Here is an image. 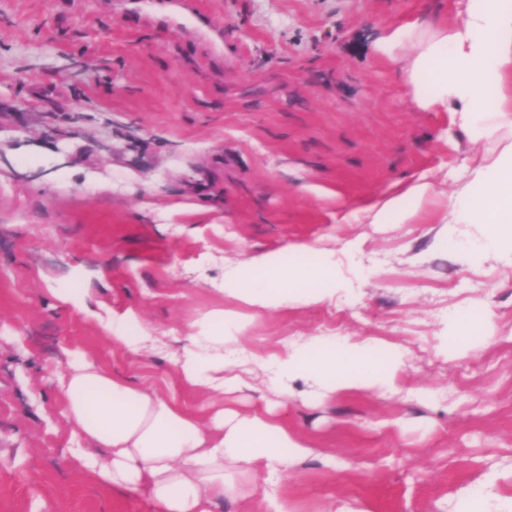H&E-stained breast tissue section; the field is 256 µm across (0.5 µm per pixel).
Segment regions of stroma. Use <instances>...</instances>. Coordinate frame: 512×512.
Here are the masks:
<instances>
[{
  "mask_svg": "<svg viewBox=\"0 0 512 512\" xmlns=\"http://www.w3.org/2000/svg\"><path fill=\"white\" fill-rule=\"evenodd\" d=\"M456 0H0V512H154L102 487L69 449L67 353L191 408L247 411L251 392L177 382L181 341L213 309L243 324L231 359L327 336L405 353L400 389L277 413L316 450L244 475L217 512H457L495 477L512 495V260L468 262L474 227L440 243L454 171L492 148L418 107L395 27L453 25ZM427 177L414 224L354 221ZM335 251L333 301L268 311L227 299L244 257ZM57 288H79L84 307ZM486 305L494 337L449 361L451 313ZM137 312L159 341L115 345L98 315Z\"/></svg>",
  "mask_w": 512,
  "mask_h": 512,
  "instance_id": "35a3bbf8",
  "label": "stroma"
}]
</instances>
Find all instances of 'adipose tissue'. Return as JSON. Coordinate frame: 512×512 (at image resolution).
I'll use <instances>...</instances> for the list:
<instances>
[{
	"label": "adipose tissue",
	"mask_w": 512,
	"mask_h": 512,
	"mask_svg": "<svg viewBox=\"0 0 512 512\" xmlns=\"http://www.w3.org/2000/svg\"><path fill=\"white\" fill-rule=\"evenodd\" d=\"M460 2L455 27L420 34L398 27L387 45L413 39L403 79L421 109L450 113L452 123L473 140L497 138L494 149L471 159L447 223L475 226L479 253L512 254V0ZM436 195L434 184L422 177L364 214L372 224H407ZM310 250L308 244H293L247 258L245 277L225 276V296L268 310L292 301L332 300L343 285L336 258L304 263ZM238 319V312L219 310L196 320L198 334L178 365L187 388L202 393L250 388L224 355V328ZM450 328L449 358L491 339V315L472 305L452 314ZM385 349L375 339L316 338L268 355L273 391L287 396L296 380L315 381L332 395L397 391L400 357ZM62 386L78 466L108 488L146 495L157 512H214L240 496L233 473H271L315 455L269 405L242 413L212 403L195 412L155 388L131 385L77 350L69 354Z\"/></svg>",
	"instance_id": "ef3b65f1"
}]
</instances>
